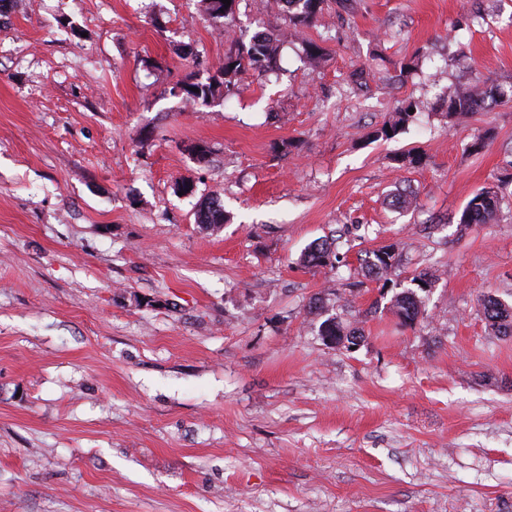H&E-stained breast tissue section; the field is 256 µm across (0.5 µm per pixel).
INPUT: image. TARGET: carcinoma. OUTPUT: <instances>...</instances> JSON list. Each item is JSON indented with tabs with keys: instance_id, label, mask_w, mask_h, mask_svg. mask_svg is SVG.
Returning a JSON list of instances; mask_svg holds the SVG:
<instances>
[{
	"instance_id": "cac0c4a2",
	"label": "carcinoma",
	"mask_w": 512,
	"mask_h": 512,
	"mask_svg": "<svg viewBox=\"0 0 512 512\" xmlns=\"http://www.w3.org/2000/svg\"><path fill=\"white\" fill-rule=\"evenodd\" d=\"M204 13L212 20L228 18L230 9L225 7L222 0H203ZM292 9L288 11L290 27L294 34L301 35L305 29L312 26L318 15L324 10L327 0H290ZM276 58L273 43L260 34L252 36L246 45H240L224 54V61L215 73L206 79L190 77L188 81L177 85L178 93L186 99L207 105L219 96L229 97L237 93V76L244 71L253 70L263 73L269 69ZM512 102V88L506 90L497 88L493 92L484 90L482 84L474 81L470 89L460 90L455 86L448 87L447 108L445 116L453 120L458 115L475 112L484 106L506 104ZM416 102L409 100L402 105L379 130L378 136L389 139L406 131L412 118L410 111L416 109ZM501 197L491 188H484L474 194L462 210L459 223L467 227L471 224H491L499 212ZM198 221L211 231H217L224 224V210L220 202L211 199L201 203L198 210ZM332 244L326 240L311 245L304 254V262L310 266L323 267L332 264ZM396 264L395 248L383 247L365 252L362 258V268L369 276L383 277ZM413 287L405 288L396 293L391 300L394 314L405 324L412 326L425 315L424 296L422 292L431 287L433 275L421 273L412 278ZM483 317L488 326L505 336L512 335V307L500 300L485 296L480 299ZM319 336L323 343L336 347L344 343L357 344L362 339L360 330L344 324L337 317L324 320L319 327Z\"/></svg>"
}]
</instances>
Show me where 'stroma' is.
Instances as JSON below:
<instances>
[{"label": "stroma", "mask_w": 512, "mask_h": 512, "mask_svg": "<svg viewBox=\"0 0 512 512\" xmlns=\"http://www.w3.org/2000/svg\"><path fill=\"white\" fill-rule=\"evenodd\" d=\"M261 26L275 71L175 94ZM288 29L275 0L0 11V512H512V335L478 306L512 304V103L443 115L448 86H512V0H328ZM490 186L497 223L460 226ZM325 238L336 267L305 265ZM334 314L355 349L323 344ZM416 107L417 104L415 101L409 100L402 102L398 111L394 112L388 122H386L379 130L377 135L385 139H393L397 135L405 132L406 127L413 116V114H410V111H413L414 113V109H416ZM388 130H391L392 135H389ZM199 224L211 231H217L224 224V210L217 200L211 199L201 203L198 210ZM364 254V258H361V265L369 276L381 278L396 264V253L393 246L367 251ZM411 282L415 286L414 288H404L396 293L391 300V308L394 314L403 324L409 326L416 324L420 318H424V296L420 293H426L424 290L431 287L433 275L420 273L413 277Z\"/></svg>", "instance_id": "stroma-1"}]
</instances>
